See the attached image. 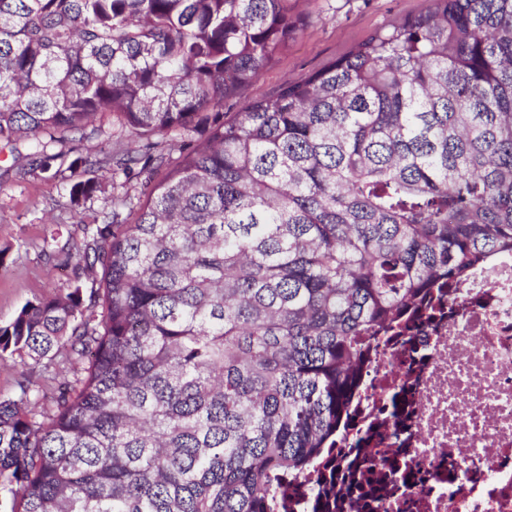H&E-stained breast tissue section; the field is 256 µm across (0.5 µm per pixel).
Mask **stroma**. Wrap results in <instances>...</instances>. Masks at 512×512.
<instances>
[{"instance_id":"stroma-1","label":"stroma","mask_w":512,"mask_h":512,"mask_svg":"<svg viewBox=\"0 0 512 512\" xmlns=\"http://www.w3.org/2000/svg\"><path fill=\"white\" fill-rule=\"evenodd\" d=\"M428 0H285L290 15L304 25L287 50L266 66L258 80L238 88L224 101L228 113L248 102L278 92L351 50L377 29L418 15ZM98 136L80 140L58 134L48 151L62 166L79 157L109 154L119 161L133 139L121 118L100 114ZM166 167L149 164L128 182L104 179L90 199L75 203L70 186L41 171L30 149H0V326L37 299L80 289L84 312H100L98 284L78 263V254L91 240L90 230L105 211L118 212L122 224L133 223L134 212L113 208L112 200L144 197L165 176ZM65 377L58 361L20 362L0 358V398L13 397L20 380L38 389L44 406H52Z\"/></svg>"}]
</instances>
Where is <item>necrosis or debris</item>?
Segmentation results:
<instances>
[{"instance_id": "obj_1", "label": "necrosis or debris", "mask_w": 512, "mask_h": 512, "mask_svg": "<svg viewBox=\"0 0 512 512\" xmlns=\"http://www.w3.org/2000/svg\"><path fill=\"white\" fill-rule=\"evenodd\" d=\"M350 413L372 500L333 484L338 512H512V259L472 270L441 315L380 343Z\"/></svg>"}]
</instances>
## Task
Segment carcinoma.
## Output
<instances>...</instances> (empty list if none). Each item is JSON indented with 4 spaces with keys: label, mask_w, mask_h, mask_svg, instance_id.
I'll list each match as a JSON object with an SVG mask.
<instances>
[{
    "label": "carcinoma",
    "mask_w": 512,
    "mask_h": 512,
    "mask_svg": "<svg viewBox=\"0 0 512 512\" xmlns=\"http://www.w3.org/2000/svg\"><path fill=\"white\" fill-rule=\"evenodd\" d=\"M299 31L282 0H0V142L48 171L42 134L118 112L140 149L86 171L169 167L79 255L100 317L76 287L0 326V357L86 361L51 410L0 400L9 512H279L376 344L512 256V0H428L224 115Z\"/></svg>",
    "instance_id": "carcinoma-1"
}]
</instances>
